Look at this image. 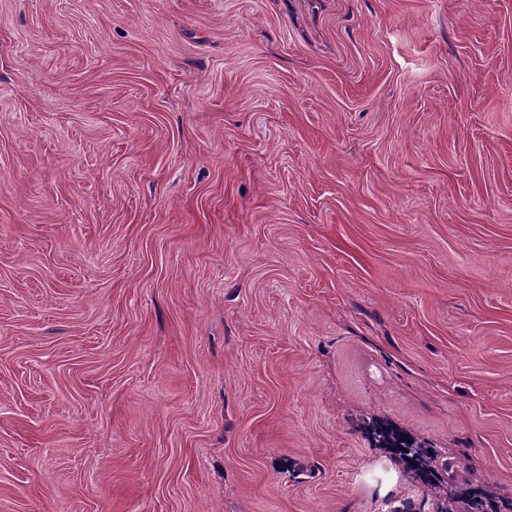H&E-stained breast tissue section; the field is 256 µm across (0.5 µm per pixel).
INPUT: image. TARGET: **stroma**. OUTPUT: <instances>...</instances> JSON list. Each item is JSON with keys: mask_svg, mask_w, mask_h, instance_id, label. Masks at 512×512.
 <instances>
[{"mask_svg": "<svg viewBox=\"0 0 512 512\" xmlns=\"http://www.w3.org/2000/svg\"><path fill=\"white\" fill-rule=\"evenodd\" d=\"M512 497V0H0V512H379L367 416Z\"/></svg>", "mask_w": 512, "mask_h": 512, "instance_id": "obj_1", "label": "stroma"}]
</instances>
